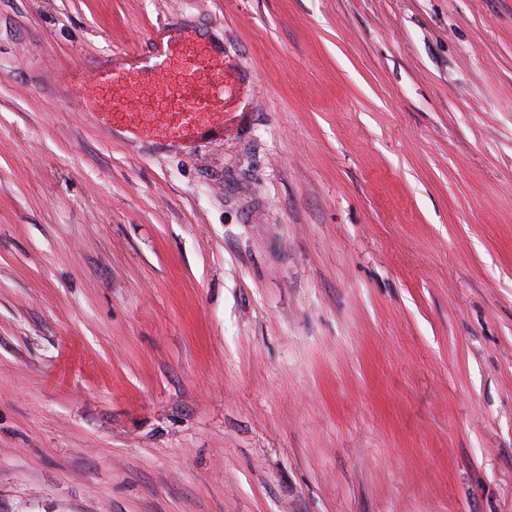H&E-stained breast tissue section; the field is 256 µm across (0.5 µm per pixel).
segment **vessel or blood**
<instances>
[{
	"label": "vessel or blood",
	"mask_w": 512,
	"mask_h": 512,
	"mask_svg": "<svg viewBox=\"0 0 512 512\" xmlns=\"http://www.w3.org/2000/svg\"><path fill=\"white\" fill-rule=\"evenodd\" d=\"M151 49L140 54L139 67L65 64L61 79L73 90V105L96 121L111 117L117 107L144 101L163 102L177 87H185L181 104L185 114L181 135L192 139L211 131L202 115L224 114L235 98L224 73V57L204 40L183 38L163 41L151 37Z\"/></svg>",
	"instance_id": "b4317fda"
}]
</instances>
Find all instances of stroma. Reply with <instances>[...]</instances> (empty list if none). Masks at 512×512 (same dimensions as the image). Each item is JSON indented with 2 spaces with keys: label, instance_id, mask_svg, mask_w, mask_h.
<instances>
[{
  "label": "stroma",
  "instance_id": "1",
  "mask_svg": "<svg viewBox=\"0 0 512 512\" xmlns=\"http://www.w3.org/2000/svg\"><path fill=\"white\" fill-rule=\"evenodd\" d=\"M161 21L222 136L68 106ZM0 512H512V0H0Z\"/></svg>",
  "mask_w": 512,
  "mask_h": 512
}]
</instances>
